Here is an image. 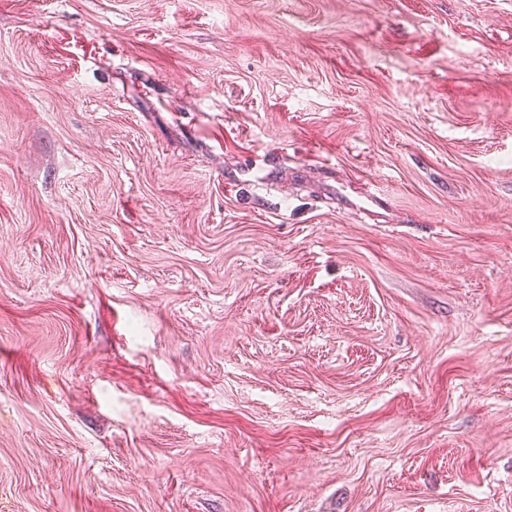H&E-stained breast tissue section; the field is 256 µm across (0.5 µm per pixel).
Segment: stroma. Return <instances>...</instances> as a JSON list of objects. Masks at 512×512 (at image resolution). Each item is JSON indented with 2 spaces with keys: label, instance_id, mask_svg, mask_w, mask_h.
<instances>
[{
  "label": "stroma",
  "instance_id": "stroma-1",
  "mask_svg": "<svg viewBox=\"0 0 512 512\" xmlns=\"http://www.w3.org/2000/svg\"><path fill=\"white\" fill-rule=\"evenodd\" d=\"M0 512H512V0H0Z\"/></svg>",
  "mask_w": 512,
  "mask_h": 512
}]
</instances>
